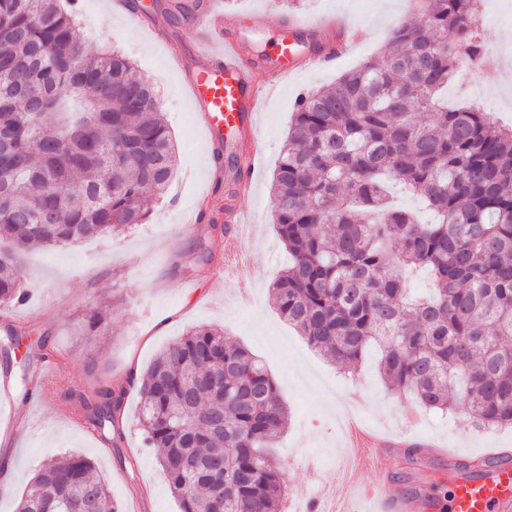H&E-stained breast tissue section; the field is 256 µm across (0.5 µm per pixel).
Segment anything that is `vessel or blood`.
Returning <instances> with one entry per match:
<instances>
[{
  "label": "vessel or blood",
  "instance_id": "vessel-or-blood-1",
  "mask_svg": "<svg viewBox=\"0 0 512 512\" xmlns=\"http://www.w3.org/2000/svg\"><path fill=\"white\" fill-rule=\"evenodd\" d=\"M314 22L304 18H287L277 27L278 39L271 54L252 59L240 32L239 15L235 12H212L203 8L189 36L193 43L218 40L223 50L211 53L206 63L188 82V92L198 112V119L209 140L219 141L225 130L254 127L259 107L278 79L292 75L299 59L295 46L310 33ZM342 38L323 45L314 61L327 64L335 61L348 44L356 42V28L344 26ZM264 72V80H257V72ZM361 447L378 451L379 464L375 467L377 481L366 487L365 494L376 504L377 512H512V456L488 449L480 453L476 462H463L460 452L450 448H428L418 456L421 468L435 470V462L458 465L455 476L446 470H437L439 477H451L447 500L417 491L403 492L393 488V469L404 454V449L387 447L377 437H366Z\"/></svg>",
  "mask_w": 512,
  "mask_h": 512
}]
</instances>
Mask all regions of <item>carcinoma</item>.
<instances>
[{
	"mask_svg": "<svg viewBox=\"0 0 512 512\" xmlns=\"http://www.w3.org/2000/svg\"><path fill=\"white\" fill-rule=\"evenodd\" d=\"M73 0H0V311L26 299L19 256L143 223L176 149L152 84L121 52L90 53ZM479 0H421L420 24L393 27L394 51L296 101L274 175L277 232L290 262L271 285L279 314L313 349L378 371L428 409L462 406L478 428L512 427V126L448 109L459 46L481 53ZM436 218L388 201L384 177ZM434 292L407 300L403 272ZM147 443L181 512H284L283 471L267 449L288 412L247 349L190 329L144 372ZM126 382L84 404L112 442ZM120 512L86 456L44 463L16 512Z\"/></svg>",
	"mask_w": 512,
	"mask_h": 512,
	"instance_id": "carcinoma-1",
	"label": "carcinoma"
}]
</instances>
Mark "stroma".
I'll list each match as a JSON object with an SVG mask.
<instances>
[{"label": "stroma", "instance_id": "1", "mask_svg": "<svg viewBox=\"0 0 512 512\" xmlns=\"http://www.w3.org/2000/svg\"><path fill=\"white\" fill-rule=\"evenodd\" d=\"M173 3L136 0L148 19L135 24L127 10L109 9L108 0H76L74 12L87 48L122 51L155 87L177 147V171L164 197L146 203L143 224L26 253L22 276L29 301L13 315L0 316V340L11 324L27 329L32 340L12 351L10 363L0 362V384L9 391L0 398V430L9 433L0 437V463H12L7 480H0V512H14L43 463L72 451L92 460L121 512H180L157 449L144 444L137 389L125 398L124 439L115 448L97 430L59 415L61 404L79 409V393L49 386L42 402L35 403L25 395L18 375L24 369L30 380H38L41 357L48 353L64 375L97 390L122 378L129 361L148 368L164 347L200 324L222 327L277 380L290 411L288 428L274 450L286 484L326 485L345 496V485L336 479V461L345 446L341 398L348 392L360 395L357 425L384 436L433 442L471 456L488 448L512 451V428L480 430L465 411H425L411 396L390 392L373 359H366L356 374L343 372L311 349L269 298L271 283L288 261L273 224L272 182L295 102L383 54L394 25L420 20L414 0H223L225 9L245 15L243 31L256 54L272 49L278 20L291 14L345 18L360 27L361 38L334 66L302 69L283 80L263 102L258 126L221 144L208 141L198 127L186 89L200 58L188 48H183L182 60L171 54L190 24L186 18L168 17ZM484 33V54L501 62V90L489 88L486 77L462 58L457 68L467 72L468 86L449 88L448 102L481 103L493 120L512 125V0H488ZM256 145L262 156L255 190L244 197L231 180L228 163H216L215 157L243 156ZM209 182L214 193L208 210L199 221L187 222ZM227 203L247 217L240 262L233 268L226 263L219 230ZM203 245L211 247L212 260L202 259ZM243 279L251 284L245 299L237 288ZM98 309L107 315L99 328L89 329L86 321Z\"/></svg>", "mask_w": 512, "mask_h": 512}]
</instances>
